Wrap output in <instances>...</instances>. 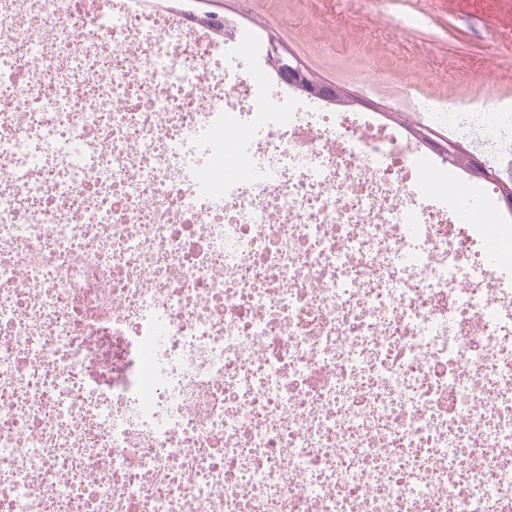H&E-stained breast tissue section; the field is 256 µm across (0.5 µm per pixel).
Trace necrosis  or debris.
I'll return each instance as SVG.
<instances>
[{
    "label": "necrosis or debris",
    "instance_id": "obj_1",
    "mask_svg": "<svg viewBox=\"0 0 512 512\" xmlns=\"http://www.w3.org/2000/svg\"><path fill=\"white\" fill-rule=\"evenodd\" d=\"M267 82L138 0H0V512H512L480 227Z\"/></svg>",
    "mask_w": 512,
    "mask_h": 512
}]
</instances>
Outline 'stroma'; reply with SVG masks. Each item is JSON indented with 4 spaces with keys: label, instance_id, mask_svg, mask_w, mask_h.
<instances>
[{
    "label": "stroma",
    "instance_id": "obj_1",
    "mask_svg": "<svg viewBox=\"0 0 512 512\" xmlns=\"http://www.w3.org/2000/svg\"><path fill=\"white\" fill-rule=\"evenodd\" d=\"M258 27L280 52L365 101V113L402 130L448 127L424 104L512 102V0H171ZM415 16L416 25L403 26Z\"/></svg>",
    "mask_w": 512,
    "mask_h": 512
}]
</instances>
